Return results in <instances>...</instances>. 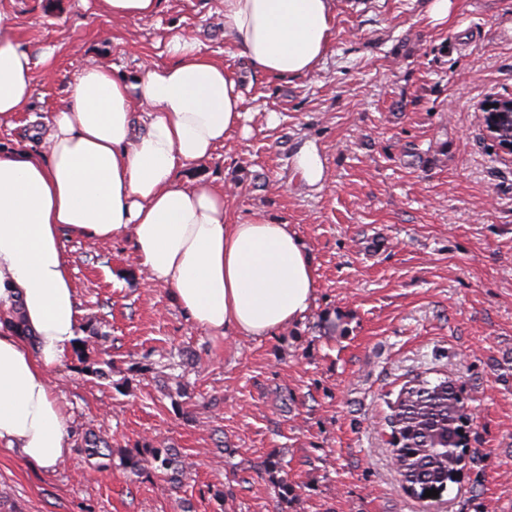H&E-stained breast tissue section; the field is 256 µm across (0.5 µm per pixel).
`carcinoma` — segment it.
<instances>
[{"instance_id": "carcinoma-1", "label": "carcinoma", "mask_w": 512, "mask_h": 512, "mask_svg": "<svg viewBox=\"0 0 512 512\" xmlns=\"http://www.w3.org/2000/svg\"><path fill=\"white\" fill-rule=\"evenodd\" d=\"M4 323L17 335H31L20 304L1 312ZM104 340L98 329L89 327L88 335L77 339L73 347L76 358L84 362L87 351L97 341ZM473 410L460 395L454 383L446 378L430 381L416 376L406 382L396 400L390 405L387 424L394 437L391 450L393 464L402 478V487L412 496L422 499L427 490L444 493L448 487L461 483L466 475V457ZM88 456L100 459L96 469L105 470L112 457L110 443L93 433L83 437ZM129 476L141 475L145 467L159 470L173 481H179L191 464L172 448H149L137 455L123 458Z\"/></svg>"}]
</instances>
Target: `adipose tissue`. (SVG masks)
<instances>
[{
	"instance_id": "ef3b65f1",
	"label": "adipose tissue",
	"mask_w": 512,
	"mask_h": 512,
	"mask_svg": "<svg viewBox=\"0 0 512 512\" xmlns=\"http://www.w3.org/2000/svg\"><path fill=\"white\" fill-rule=\"evenodd\" d=\"M335 16L336 0H224V34L255 73L291 79L321 70ZM166 53L130 78L86 66L51 119L47 151L0 150V304L19 303L33 334L0 324V447L42 468L66 456L51 372L80 331L63 233L129 238L139 270L215 336L274 335L316 297L311 256L288 225L233 218L223 186L187 176L245 130L242 79L183 33ZM51 58L25 50L0 11V125Z\"/></svg>"
}]
</instances>
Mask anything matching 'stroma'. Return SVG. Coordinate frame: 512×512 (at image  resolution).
Masks as SVG:
<instances>
[{
  "label": "stroma",
  "mask_w": 512,
  "mask_h": 512,
  "mask_svg": "<svg viewBox=\"0 0 512 512\" xmlns=\"http://www.w3.org/2000/svg\"><path fill=\"white\" fill-rule=\"evenodd\" d=\"M95 4L0 0L24 47L54 51L0 148L39 149L87 60L129 76L190 33L244 76L254 115L190 175L233 185V217L289 224L316 298L276 335L214 336L137 274L129 240L66 239L112 376L64 355L66 459L44 470L0 448V512H512V159L482 121L487 97L512 93V0H452L440 25L425 0H336L322 71L293 79L251 75L224 39V0H161L126 23ZM309 141L325 156L319 189L293 164ZM416 374L449 378L476 408L473 461L436 501L404 492L387 443L389 405ZM87 431L111 443L108 470H93ZM144 442L191 461L181 483L128 478L122 457ZM272 453L277 474L263 466Z\"/></svg>",
  "instance_id": "obj_1"
}]
</instances>
